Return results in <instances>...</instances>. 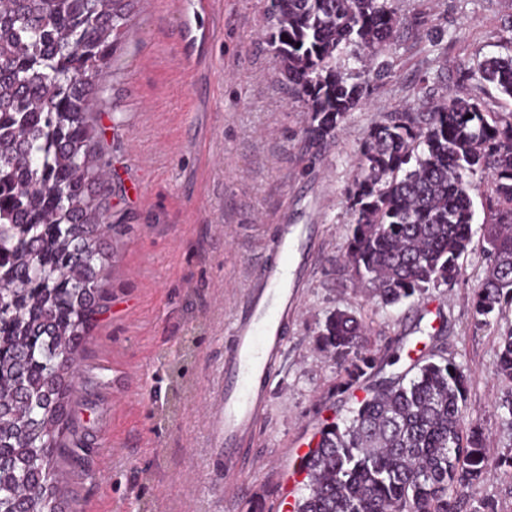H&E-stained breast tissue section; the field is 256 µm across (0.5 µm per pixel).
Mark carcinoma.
<instances>
[{"label": "carcinoma", "mask_w": 512, "mask_h": 512, "mask_svg": "<svg viewBox=\"0 0 512 512\" xmlns=\"http://www.w3.org/2000/svg\"><path fill=\"white\" fill-rule=\"evenodd\" d=\"M131 0H0V512H62L60 460L74 365L102 298L97 197L103 168L88 89L106 69ZM269 39L305 135L333 137L370 76L341 72L347 49L373 60L400 17L394 0H269ZM461 82L512 100V53L477 60ZM491 177L477 324L512 305V112L459 93L394 112L364 144L348 199L355 274L385 305L452 283L471 245L474 177ZM349 391L375 359L359 321L332 313L320 332ZM498 373L512 379V329ZM467 376L441 351L365 389L352 416L325 420L302 468L297 512H461L457 492L490 466L467 414Z\"/></svg>", "instance_id": "carcinoma-1"}]
</instances>
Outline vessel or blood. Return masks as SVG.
<instances>
[{"instance_id":"1","label":"vessel or blood","mask_w":512,"mask_h":512,"mask_svg":"<svg viewBox=\"0 0 512 512\" xmlns=\"http://www.w3.org/2000/svg\"><path fill=\"white\" fill-rule=\"evenodd\" d=\"M217 5L218 0H194L193 16L185 20L182 32L190 46L179 59L184 71L198 64L193 46L206 43L214 33L213 27L198 25L196 18L214 14ZM312 239L311 225H278L272 254L251 271L248 287L235 304L224 351L223 396L213 416L227 482H234L242 448L265 411L285 344V320L298 307L299 280L310 274Z\"/></svg>"}]
</instances>
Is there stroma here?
Returning a JSON list of instances; mask_svg holds the SVG:
<instances>
[{
    "label": "stroma",
    "mask_w": 512,
    "mask_h": 512,
    "mask_svg": "<svg viewBox=\"0 0 512 512\" xmlns=\"http://www.w3.org/2000/svg\"><path fill=\"white\" fill-rule=\"evenodd\" d=\"M224 13L199 64L179 57L186 0H132L129 21L90 94L98 150L111 177L98 200L107 239L104 298L80 354L71 396L65 512H291L306 495L298 468L320 422L347 415L340 361L321 348L327 316L354 314L376 361L399 350L397 371L439 349L469 379L468 412L481 420L498 466L461 489L469 512H512V430L502 398L512 380L496 372L499 336L512 305L475 327L472 300L487 264L483 189L471 193L472 243L453 284L420 300L383 305L346 256L354 217L347 189L372 127L387 115L456 87L460 65L501 53L512 0H395L402 22L379 56L389 74L370 82L326 145L309 147V114L289 100L262 40L266 0H223ZM448 50L439 59L431 40ZM214 155L200 168V147ZM278 224L317 227L312 272L288 319L286 350L257 429L254 463L234 495L211 445L233 303Z\"/></svg>",
    "instance_id": "obj_1"
}]
</instances>
